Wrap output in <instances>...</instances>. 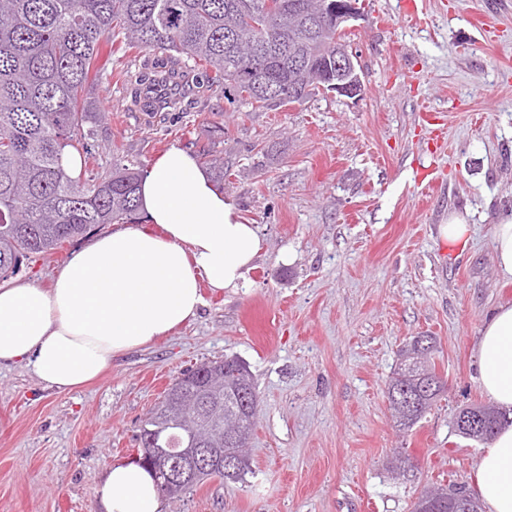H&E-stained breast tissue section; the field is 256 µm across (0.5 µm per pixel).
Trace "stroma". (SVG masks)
Returning a JSON list of instances; mask_svg holds the SVG:
<instances>
[{
	"label": "stroma",
	"mask_w": 512,
	"mask_h": 512,
	"mask_svg": "<svg viewBox=\"0 0 512 512\" xmlns=\"http://www.w3.org/2000/svg\"><path fill=\"white\" fill-rule=\"evenodd\" d=\"M400 0H358L344 32L359 53L363 92L318 93L277 110L194 87L145 112L164 53L102 46L91 82L101 112L96 164L147 168L171 145L224 160V195L262 239L245 285L202 286L198 316L113 358L94 383L58 393L22 363L0 366V512H103L95 491L132 460L140 419L186 368L238 356L254 378L259 415L240 481L211 479L165 512H410L426 485L477 490L482 443L452 433L458 411L489 403L476 345L488 314L512 303L494 225L512 214V0H422L411 24ZM498 29L489 43L477 22ZM444 123V144L419 126ZM443 182L426 196L419 169ZM467 215V241L439 235ZM84 238L38 257L19 279L47 289ZM436 337L446 387L410 429L389 409L399 350ZM409 457L387 474L393 453Z\"/></svg>",
	"instance_id": "1"
}]
</instances>
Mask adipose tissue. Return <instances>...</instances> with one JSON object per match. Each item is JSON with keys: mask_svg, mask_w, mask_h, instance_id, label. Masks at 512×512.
I'll use <instances>...</instances> for the list:
<instances>
[{"mask_svg": "<svg viewBox=\"0 0 512 512\" xmlns=\"http://www.w3.org/2000/svg\"><path fill=\"white\" fill-rule=\"evenodd\" d=\"M150 226L123 228L72 253L50 290L0 285V364L21 361L59 393L94 380L118 354L194 319L201 284L242 286L261 251L193 155L174 145L152 162L138 189ZM478 381L512 410V304L487 319L476 346ZM487 512H512V426L477 462ZM106 512H161L152 475L133 463L112 467L96 490Z\"/></svg>", "mask_w": 512, "mask_h": 512, "instance_id": "adipose-tissue-1", "label": "adipose tissue"}]
</instances>
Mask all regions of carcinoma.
<instances>
[{
    "instance_id": "obj_1",
    "label": "carcinoma",
    "mask_w": 512,
    "mask_h": 512,
    "mask_svg": "<svg viewBox=\"0 0 512 512\" xmlns=\"http://www.w3.org/2000/svg\"><path fill=\"white\" fill-rule=\"evenodd\" d=\"M333 0H0V280L23 264L94 228L139 220L134 164L73 174L63 156L92 154L89 140L97 105L88 94L91 71L101 72L104 42L165 51L166 66L153 81L193 79L201 70L208 87L233 83L235 96L257 108L301 103L326 88L336 54L352 52L342 26L329 18ZM436 338L416 336L401 350L386 395L400 427L409 429L443 392L423 386L436 378L430 354ZM229 372H224V365ZM224 393L223 415L202 426L169 416L167 399L141 420L139 430L185 436L197 429L209 448H235L224 424L258 416V394L237 356L210 361ZM485 415L488 435L512 419L494 405L461 409L452 430L466 436L462 417ZM482 512L464 486L426 488L412 508L454 512L458 501Z\"/></svg>"
}]
</instances>
